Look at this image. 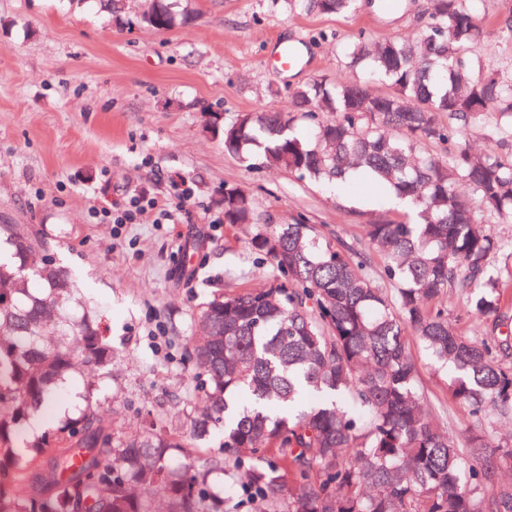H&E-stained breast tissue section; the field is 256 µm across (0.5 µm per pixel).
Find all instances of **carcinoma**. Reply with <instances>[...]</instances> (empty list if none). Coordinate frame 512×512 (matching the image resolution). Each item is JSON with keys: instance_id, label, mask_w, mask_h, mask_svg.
I'll list each match as a JSON object with an SVG mask.
<instances>
[{"instance_id": "obj_1", "label": "carcinoma", "mask_w": 512, "mask_h": 512, "mask_svg": "<svg viewBox=\"0 0 512 512\" xmlns=\"http://www.w3.org/2000/svg\"><path fill=\"white\" fill-rule=\"evenodd\" d=\"M289 10L348 15L358 0H273ZM477 0H432L415 40L343 45L346 76L292 91L281 112H241L222 126L224 152L311 183L363 182L409 200L400 219L363 225L382 265L316 224H261L248 241L274 276L261 289L202 307L189 360L207 406L190 433L152 420L138 434L100 411L112 346L35 224H0V512H224L213 487L243 471L258 512H512V332L505 284L491 263L512 241V72L485 67ZM140 22L175 23L153 0ZM385 86L372 91L368 83ZM329 118L322 119L321 114ZM483 126L504 153L476 155L464 130ZM447 148L443 157L427 146ZM482 208L489 220L478 218ZM246 192L224 186V223L250 224ZM493 319L464 336L448 293ZM448 374L467 408L461 440L431 407L409 338ZM93 367L78 416L18 450L27 419L61 384ZM224 432L221 451L193 443Z\"/></svg>"}]
</instances>
